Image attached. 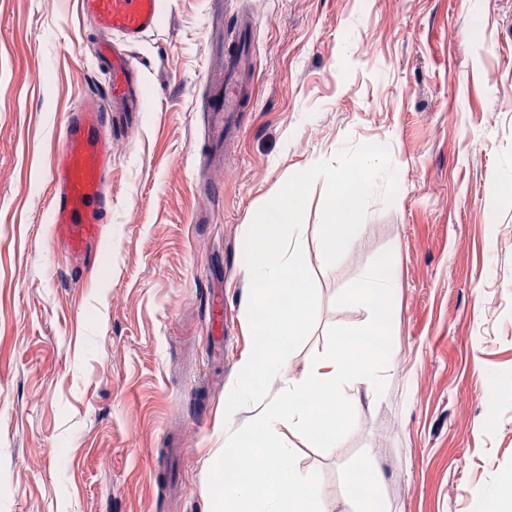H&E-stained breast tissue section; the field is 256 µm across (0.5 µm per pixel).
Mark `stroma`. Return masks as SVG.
<instances>
[{
  "mask_svg": "<svg viewBox=\"0 0 512 512\" xmlns=\"http://www.w3.org/2000/svg\"><path fill=\"white\" fill-rule=\"evenodd\" d=\"M164 0L129 53L144 110L117 131L112 220L86 278H66L50 214L67 113L106 98L79 0H0V512H212L224 395L252 346L244 243L293 173L386 146L400 172L343 256L303 221L318 290L299 375L329 326L365 325L336 295L390 252L392 369L359 391L341 447L293 444L335 512L378 474L379 512H512V0ZM253 25L251 104L217 165L206 79ZM224 298V347L206 299Z\"/></svg>",
  "mask_w": 512,
  "mask_h": 512,
  "instance_id": "obj_1",
  "label": "stroma"
}]
</instances>
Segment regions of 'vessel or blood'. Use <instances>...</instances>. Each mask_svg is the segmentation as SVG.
Returning <instances> with one entry per match:
<instances>
[{"instance_id": "b4317fda", "label": "vessel or blood", "mask_w": 512, "mask_h": 512, "mask_svg": "<svg viewBox=\"0 0 512 512\" xmlns=\"http://www.w3.org/2000/svg\"><path fill=\"white\" fill-rule=\"evenodd\" d=\"M85 20L102 32L107 44L99 58L108 67V102L87 98L69 111L63 142L52 169V222L65 249L67 264L84 274L94 248L112 218V128L109 105L122 111H142L140 69L126 54V47L142 41L160 20L162 0H81ZM239 34L225 32L224 59L228 76L210 90V110L216 115V131L233 128L247 95L240 76L250 66L238 51Z\"/></svg>"}]
</instances>
